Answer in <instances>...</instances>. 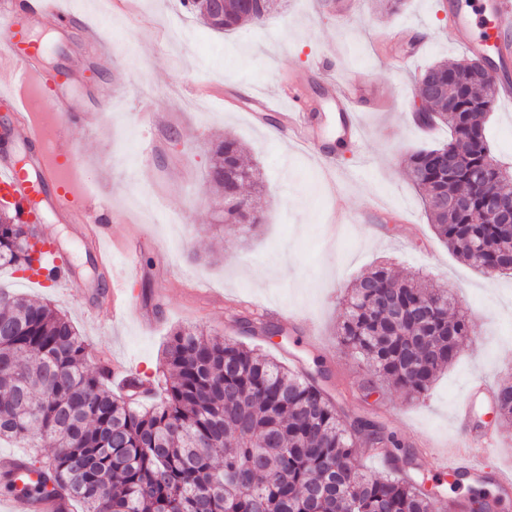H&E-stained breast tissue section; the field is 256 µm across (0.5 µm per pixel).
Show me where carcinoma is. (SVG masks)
Listing matches in <instances>:
<instances>
[{
    "mask_svg": "<svg viewBox=\"0 0 512 512\" xmlns=\"http://www.w3.org/2000/svg\"><path fill=\"white\" fill-rule=\"evenodd\" d=\"M215 32L264 15L246 0H183ZM421 121L448 127V142L413 151L405 165L422 192L437 238L490 277L512 273V224L492 223L482 198L512 195V167L487 168L485 124L496 98L474 59L440 62L418 79ZM456 160L448 171L445 157ZM207 177L241 197L216 215L245 235L257 221L259 169L233 139L213 143ZM30 227L0 211V266L25 271L33 262ZM456 300L423 277L399 279L377 266L350 288L336 338L346 353L405 394L425 397L438 373L475 335L462 317L448 318ZM89 345L48 304L0 291V441L33 449L22 469L39 474L32 495L78 504L81 512H443L439 485L400 475L372 477L355 464L358 450L382 448L393 459L401 441L377 421L342 418L332 397L301 370L285 368L239 341L192 327L169 338L154 397L143 381L114 393L102 371L86 365ZM498 417L512 421V382L499 384ZM502 499L485 484L470 490L466 512Z\"/></svg>",
    "mask_w": 512,
    "mask_h": 512,
    "instance_id": "carcinoma-1",
    "label": "carcinoma"
}]
</instances>
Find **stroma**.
Returning a JSON list of instances; mask_svg holds the SVG:
<instances>
[{
  "mask_svg": "<svg viewBox=\"0 0 512 512\" xmlns=\"http://www.w3.org/2000/svg\"><path fill=\"white\" fill-rule=\"evenodd\" d=\"M441 0H405L397 10L382 0H357L353 13L336 0H280L260 24L218 34L208 30L179 0H63V7L89 25L107 27L125 56L112 72L91 67L75 43L54 35L55 18L40 31L49 46L46 72L76 63L66 90L95 121L67 134L70 159L81 165L88 194L112 207V257L124 265L121 241H140L141 275L131 291L152 329L135 316L101 325L85 315L100 299L103 272L69 225L41 213L42 238L63 248L74 275L56 287L30 283L25 272L0 269V288L50 304L66 315L90 345L88 365L99 353L126 359L146 380L162 370L171 331L196 325L244 342L292 369L316 374L317 382L344 413L384 423L415 453L424 440L453 438L451 415L473 380H512V276L487 277L458 259L434 235L421 195L404 164L407 153L448 139L437 127L419 133L413 113L418 77L429 65L460 60L467 53L450 41ZM423 37V53L407 67L390 66L394 43ZM331 59L336 82L364 80L380 106L358 110L361 141L340 150L343 176L329 194L314 156L278 142L273 126L253 125L249 112L276 85L302 82L322 112H331L318 66ZM238 139L263 178L262 220L248 236L214 220L223 196L207 179L212 142ZM487 135L497 160L512 166V101H497ZM404 210L412 221L375 218L333 224L334 207L365 210L371 199ZM389 259L398 276L421 275L457 294L456 315L469 319L480 344H467L423 399L406 397L380 381L337 344L341 299L355 279ZM280 309L283 335H251L232 321L231 307Z\"/></svg>",
  "mask_w": 512,
  "mask_h": 512,
  "instance_id": "35a3bbf8",
  "label": "stroma"
}]
</instances>
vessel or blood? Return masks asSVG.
Wrapping results in <instances>:
<instances>
[{"instance_id": "vessel-or-blood-1", "label": "vessel or blood", "mask_w": 512, "mask_h": 512, "mask_svg": "<svg viewBox=\"0 0 512 512\" xmlns=\"http://www.w3.org/2000/svg\"><path fill=\"white\" fill-rule=\"evenodd\" d=\"M481 8L495 20L493 30L472 33V19L457 0L448 4V35L463 40L467 51L504 62L512 59V45L504 41L505 33L512 31V0H482ZM55 16L62 27H71L74 18L60 7L58 0H0V77L12 85L11 93L0 95L15 115V121L6 129L4 137L31 147L26 166L14 165L11 158L0 159V195L9 197L17 210L21 223L37 222L39 215L36 203L48 201L52 209L69 224L80 230L82 241L88 242L96 262L104 269H112V254L104 246L111 239L112 230L107 225L106 215L84 203L81 195L68 190L61 179L57 163L46 152L42 128L32 119L30 106L20 89L30 77L41 75L39 60L40 45L31 38L46 16ZM83 38L91 44H99L95 56L98 66L111 68L119 46L105 42L102 32L93 27H83ZM331 97L336 103L337 124L340 135L348 140H359L363 134L357 104L365 99V86L356 79L341 85H333ZM259 109L251 113L254 125L266 123L268 114L277 117L276 128L284 142L295 143L315 150L328 173L336 171V155L319 143L322 131V115L308 107L303 93L293 86H278L271 94L260 97ZM51 110L57 117L59 130L88 121V113L77 107L64 94H55ZM138 251L137 243H130L126 254L131 261L122 276L110 277L107 282L110 297L108 318L133 308L129 285L139 275V267L133 257ZM35 279L42 285L67 282L71 279V266L61 254H54L45 268L39 269ZM496 391L488 382L469 385L465 396L453 412V422L460 436L441 448L419 449V456L427 458L432 471L449 481L466 479H490L498 494L512 496V465L495 461L494 456L504 442L498 433H488L472 427L471 407L475 403L494 404ZM5 512H62L64 505L55 498L29 495H12L0 499Z\"/></svg>"}]
</instances>
